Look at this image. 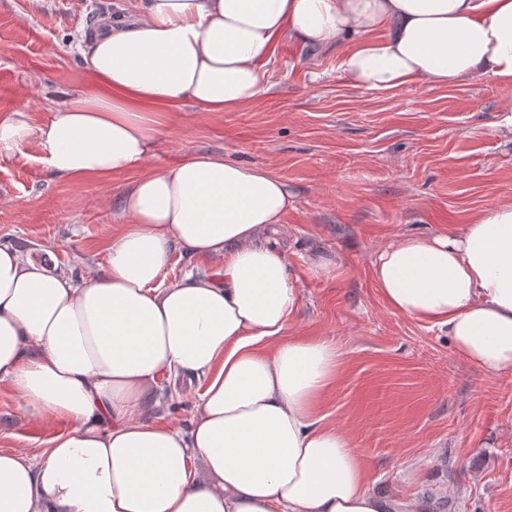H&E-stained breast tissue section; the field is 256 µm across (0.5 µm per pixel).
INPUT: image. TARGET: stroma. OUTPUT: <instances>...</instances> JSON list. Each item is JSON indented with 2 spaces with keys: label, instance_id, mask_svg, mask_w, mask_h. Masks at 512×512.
Instances as JSON below:
<instances>
[{
  "label": "stroma",
  "instance_id": "stroma-1",
  "mask_svg": "<svg viewBox=\"0 0 512 512\" xmlns=\"http://www.w3.org/2000/svg\"><path fill=\"white\" fill-rule=\"evenodd\" d=\"M137 9L138 0H0V111L23 107L48 121L88 86L81 35ZM347 49L280 40L263 66L267 93L222 114L185 105L143 169L196 151L286 178L294 205L276 238L298 290L288 333L339 352L317 417L349 432L369 489L393 503L512 512V373L462 360L447 332L388 308L372 276L383 245L461 231L479 210L512 200V134L500 127L512 87L485 78L357 87L338 69ZM37 154L32 143L0 154V240L53 272L89 275L117 229V187L53 177ZM203 387L163 373L155 416L189 430ZM55 431L0 381V450L36 451Z\"/></svg>",
  "mask_w": 512,
  "mask_h": 512
}]
</instances>
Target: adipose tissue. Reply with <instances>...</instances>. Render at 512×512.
Segmentation results:
<instances>
[{
    "instance_id": "1",
    "label": "adipose tissue",
    "mask_w": 512,
    "mask_h": 512,
    "mask_svg": "<svg viewBox=\"0 0 512 512\" xmlns=\"http://www.w3.org/2000/svg\"><path fill=\"white\" fill-rule=\"evenodd\" d=\"M285 37L355 38L338 69L369 89L512 85V0H142L106 19L85 42L87 91L43 124L0 113V152L35 143L55 176L139 173L89 278L0 241V380L61 425L42 452L0 450V512H388L348 434L315 418L336 347L286 334L298 292L272 235L287 180L220 154L139 172L157 113L246 105ZM175 248L220 266L168 280ZM372 274L390 308L447 331L484 373H512V202L460 234L388 244ZM165 372L205 379L189 431L144 417Z\"/></svg>"
}]
</instances>
